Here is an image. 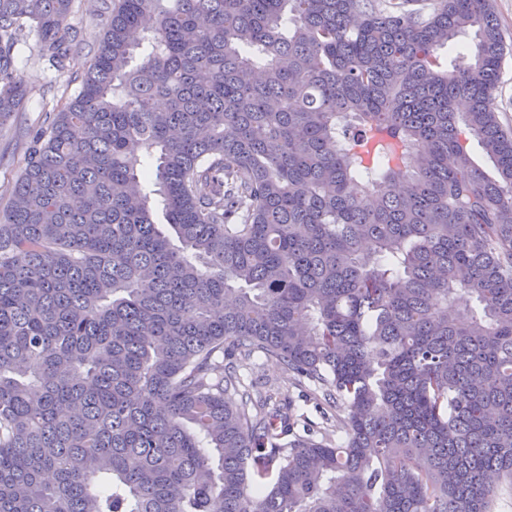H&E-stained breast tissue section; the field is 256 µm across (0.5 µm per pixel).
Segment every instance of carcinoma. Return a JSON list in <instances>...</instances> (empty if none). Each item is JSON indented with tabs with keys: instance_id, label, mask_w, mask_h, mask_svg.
Listing matches in <instances>:
<instances>
[{
	"instance_id": "carcinoma-1",
	"label": "carcinoma",
	"mask_w": 512,
	"mask_h": 512,
	"mask_svg": "<svg viewBox=\"0 0 512 512\" xmlns=\"http://www.w3.org/2000/svg\"><path fill=\"white\" fill-rule=\"evenodd\" d=\"M494 2L100 0L81 88L0 209V512H494L512 494ZM73 6L0 0V126L25 100L15 43L35 33L62 69ZM256 354L344 436L295 432L291 400L236 374Z\"/></svg>"
}]
</instances>
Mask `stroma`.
Listing matches in <instances>:
<instances>
[{"label":"stroma","instance_id":"obj_1","mask_svg":"<svg viewBox=\"0 0 512 512\" xmlns=\"http://www.w3.org/2000/svg\"><path fill=\"white\" fill-rule=\"evenodd\" d=\"M96 5V0H74L71 22L77 31V44L66 60L64 72L46 69L36 36H28L15 47L17 74L26 85L27 95L22 110L0 128V208L10 202L13 186L25 165L29 133L46 126L50 114L59 111L80 88L107 29ZM238 369L257 388H274L290 397L309 424L323 429L335 425V411L317 405L310 387L293 385L283 365L275 359L242 360Z\"/></svg>","mask_w":512,"mask_h":512}]
</instances>
